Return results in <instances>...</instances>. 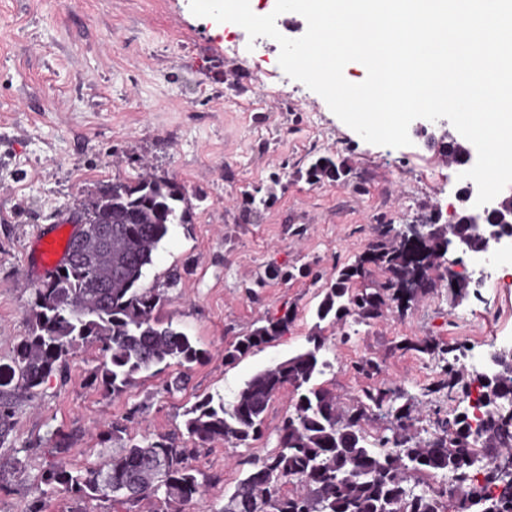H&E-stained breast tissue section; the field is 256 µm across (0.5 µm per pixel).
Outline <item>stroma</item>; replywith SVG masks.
Returning <instances> with one entry per match:
<instances>
[{"instance_id":"obj_1","label":"stroma","mask_w":512,"mask_h":512,"mask_svg":"<svg viewBox=\"0 0 512 512\" xmlns=\"http://www.w3.org/2000/svg\"><path fill=\"white\" fill-rule=\"evenodd\" d=\"M279 53L273 39L194 16L189 0H0V366L29 332L33 238L73 221L99 185L148 171L185 185L191 210L188 223L170 225L142 284L165 290L162 318L205 352L187 367L141 372L112 398L90 383L98 348L74 351L16 407L0 447V512H68L63 495L34 492L52 433L68 435L63 461L73 469L111 455L98 434L133 407L136 439L184 434V413L198 398L231 400L251 376L307 349L321 291L336 267L364 253L378 226L399 230L430 214L454 223L467 182L436 143L440 122L414 120L407 147L367 143L284 73ZM321 155L344 160L349 179L309 183L306 170ZM256 193L268 204L253 211ZM496 280L460 297L441 281L406 312L391 307L368 324L324 325L329 366L319 383L346 405L370 381L391 384L416 417L406 438L433 439V410L454 415L466 403L443 387L445 360L397 345H452L466 371L487 336H512V274L497 271ZM287 312V334L225 363V347ZM365 358L378 361L376 378L355 372ZM177 377L184 389L167 392ZM291 405L288 390L272 401L265 436L250 447L199 444L193 464L210 484L181 512L222 507L246 459L276 448ZM16 448L20 472L10 462Z\"/></svg>"}]
</instances>
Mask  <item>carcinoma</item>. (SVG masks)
<instances>
[{
  "label": "carcinoma",
  "instance_id": "obj_1",
  "mask_svg": "<svg viewBox=\"0 0 512 512\" xmlns=\"http://www.w3.org/2000/svg\"><path fill=\"white\" fill-rule=\"evenodd\" d=\"M350 168L332 156H320L307 170L308 181H339ZM189 199L183 186L147 174L134 181H115L97 188L81 202L79 218L111 231L108 240L89 237L85 251L95 257L94 270L78 261L62 262L33 288L28 336L13 350L12 364L0 366V446L4 444L19 397L33 394L77 348L96 345L102 359L93 372L98 387L116 398L135 375L168 359L178 364L204 356L192 337L159 315L164 291L142 284L145 268L166 237L169 225L187 223ZM434 240L413 244L386 229L354 263L335 271L316 308L318 324L308 336L312 344L250 378L234 400L196 401L186 410L185 430L193 442L223 441L234 445L261 440L274 397L293 394L292 411L279 428L277 448L250 462L224 506L216 512H512V495H493L474 480V473L497 463L512 465V371L483 383L491 411L478 429L461 412L437 421V436L412 443L401 436L415 417L407 406L393 407L395 388L381 384L362 389L353 406H344L316 379L330 363L321 359L325 346L320 323L344 325L351 318L368 323L382 316L388 302L404 309L418 290L433 286L424 260ZM386 275L382 284H368L369 265ZM417 287L408 288L406 284ZM290 314L269 318L224 349L233 363L284 333ZM404 351L445 355L454 349L432 340L406 339ZM391 409L388 430L369 446L364 428L367 412ZM196 449L160 435L142 443L128 439L103 463L73 469L56 461L42 474V483L74 503L105 499L135 504L153 499L160 512L174 504L200 500L208 486L193 466ZM438 472L455 476L456 489L444 495L425 479Z\"/></svg>",
  "mask_w": 512,
  "mask_h": 512
}]
</instances>
